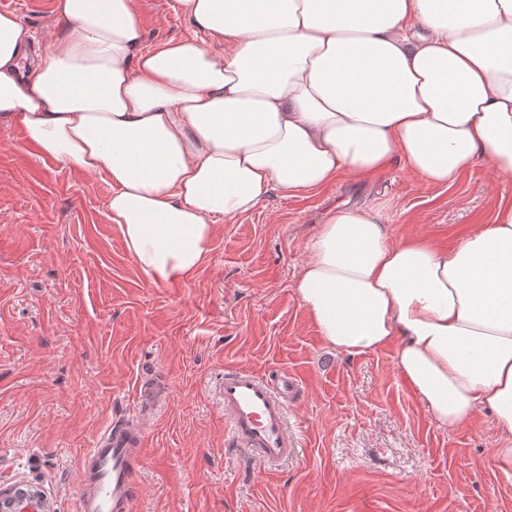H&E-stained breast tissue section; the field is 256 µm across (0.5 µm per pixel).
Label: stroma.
Returning a JSON list of instances; mask_svg holds the SVG:
<instances>
[{
    "label": "stroma",
    "instance_id": "35a3bbf8",
    "mask_svg": "<svg viewBox=\"0 0 512 512\" xmlns=\"http://www.w3.org/2000/svg\"><path fill=\"white\" fill-rule=\"evenodd\" d=\"M145 45L191 36L169 0H131ZM35 51L55 32L54 0H10ZM109 187L41 157L0 125V487H34L51 512H77L80 461L132 418L151 371L165 393L144 424L131 512H512V481L489 465L482 411L447 429L394 366L393 348L351 356L319 336L295 284L337 205L382 207L395 237L454 247L512 203L477 161L429 185L401 161L341 174L292 197L270 192L216 227L187 277L155 282L108 218ZM292 375L300 453L276 467L229 447L224 373Z\"/></svg>",
    "mask_w": 512,
    "mask_h": 512
}]
</instances>
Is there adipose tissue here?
Wrapping results in <instances>:
<instances>
[{"mask_svg": "<svg viewBox=\"0 0 512 512\" xmlns=\"http://www.w3.org/2000/svg\"><path fill=\"white\" fill-rule=\"evenodd\" d=\"M196 35L154 47L130 0H56L58 30L0 11V124L102 179L130 255L181 279L216 225L270 191L402 159L424 182L484 158L512 182V0H170ZM297 298L322 339L395 367L441 426L494 416L512 479V205L451 249L339 206Z\"/></svg>", "mask_w": 512, "mask_h": 512, "instance_id": "adipose-tissue-1", "label": "adipose tissue"}]
</instances>
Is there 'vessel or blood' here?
Returning <instances> with one entry per match:
<instances>
[{
	"mask_svg": "<svg viewBox=\"0 0 512 512\" xmlns=\"http://www.w3.org/2000/svg\"><path fill=\"white\" fill-rule=\"evenodd\" d=\"M294 377L265 380L246 371L224 376V415L234 446L265 465L295 456L298 442L288 433V398ZM145 457L142 422L111 426L83 454L77 486L78 512H130Z\"/></svg>",
	"mask_w": 512,
	"mask_h": 512,
	"instance_id": "obj_1",
	"label": "vessel or blood"
}]
</instances>
